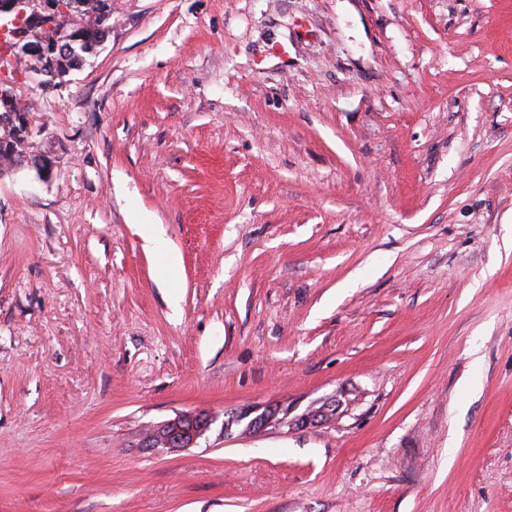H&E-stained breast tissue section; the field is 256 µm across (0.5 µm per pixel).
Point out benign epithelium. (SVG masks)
<instances>
[{"instance_id":"7a95c632","label":"benign epithelium","mask_w":512,"mask_h":512,"mask_svg":"<svg viewBox=\"0 0 512 512\" xmlns=\"http://www.w3.org/2000/svg\"><path fill=\"white\" fill-rule=\"evenodd\" d=\"M0 29L11 37L14 62L26 65L38 85L49 91L60 87L71 71L80 68L86 56L97 52L112 31V2L70 0L64 7L59 0H0ZM98 33L94 40L78 42L73 24ZM31 137L30 113L18 110V98L11 85L0 83V154L8 161L0 164V176L13 164L20 145ZM207 413L180 414L165 420L142 436L148 448H189L210 428Z\"/></svg>"}]
</instances>
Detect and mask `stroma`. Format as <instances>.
Listing matches in <instances>:
<instances>
[{"instance_id": "stroma-1", "label": "stroma", "mask_w": 512, "mask_h": 512, "mask_svg": "<svg viewBox=\"0 0 512 512\" xmlns=\"http://www.w3.org/2000/svg\"><path fill=\"white\" fill-rule=\"evenodd\" d=\"M509 26L112 0L66 86L17 76L0 512H512ZM199 411L194 447H142Z\"/></svg>"}]
</instances>
